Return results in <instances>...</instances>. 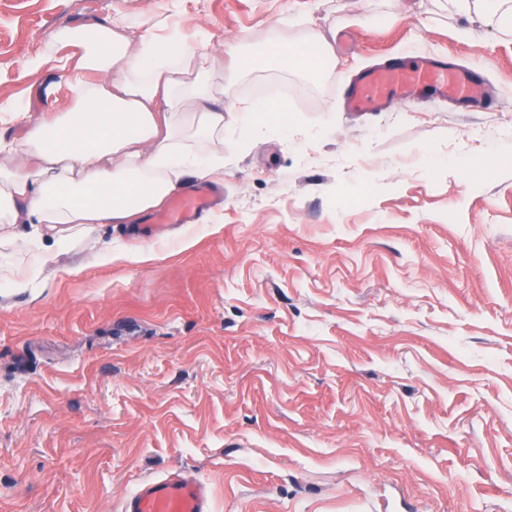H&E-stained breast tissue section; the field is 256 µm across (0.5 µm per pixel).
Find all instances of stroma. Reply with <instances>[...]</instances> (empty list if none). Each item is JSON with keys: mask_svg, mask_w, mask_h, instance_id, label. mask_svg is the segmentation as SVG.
Instances as JSON below:
<instances>
[{"mask_svg": "<svg viewBox=\"0 0 512 512\" xmlns=\"http://www.w3.org/2000/svg\"><path fill=\"white\" fill-rule=\"evenodd\" d=\"M157 12L223 49L225 101L293 119L213 145L207 223L0 229V512H121L179 470L212 512H512V38L478 0H0V114L67 111L63 33ZM275 23L335 68L238 69ZM429 55L496 101L346 111Z\"/></svg>", "mask_w": 512, "mask_h": 512, "instance_id": "35a3bbf8", "label": "stroma"}]
</instances>
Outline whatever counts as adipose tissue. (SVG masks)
I'll return each mask as SVG.
<instances>
[{
  "mask_svg": "<svg viewBox=\"0 0 512 512\" xmlns=\"http://www.w3.org/2000/svg\"><path fill=\"white\" fill-rule=\"evenodd\" d=\"M104 19L67 31L82 49L70 66L71 111L27 120L21 135L0 130V227L38 226L62 236L79 224H135L162 207L188 180H224V159L207 152L227 126L274 128L288 120L275 100L225 105L214 73L221 53L189 44L158 21L138 39ZM317 78L336 64L319 38L293 44L270 27L264 49L238 56L244 70L268 63Z\"/></svg>",
  "mask_w": 512,
  "mask_h": 512,
  "instance_id": "ef3b65f1",
  "label": "adipose tissue"
}]
</instances>
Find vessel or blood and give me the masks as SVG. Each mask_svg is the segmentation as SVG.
<instances>
[{
    "mask_svg": "<svg viewBox=\"0 0 512 512\" xmlns=\"http://www.w3.org/2000/svg\"><path fill=\"white\" fill-rule=\"evenodd\" d=\"M432 88L442 97L466 99L479 86L471 71L448 66L440 58L405 61L392 67L365 70L348 87V106L354 111H377L388 102L413 101L420 91ZM212 203L207 186L175 195L168 209L154 218L158 224H187ZM122 512H211L206 485L191 475L175 472L143 480L123 500Z\"/></svg>",
    "mask_w": 512,
    "mask_h": 512,
    "instance_id": "obj_1",
    "label": "vessel or blood"
}]
</instances>
